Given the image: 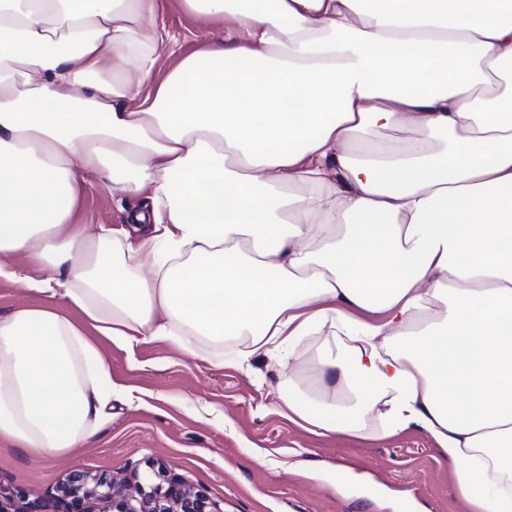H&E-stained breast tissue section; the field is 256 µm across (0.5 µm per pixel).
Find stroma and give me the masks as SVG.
I'll list each match as a JSON object with an SVG mask.
<instances>
[{
  "mask_svg": "<svg viewBox=\"0 0 512 512\" xmlns=\"http://www.w3.org/2000/svg\"><path fill=\"white\" fill-rule=\"evenodd\" d=\"M157 8L180 54L223 43V22L199 26L182 0H157ZM143 204L96 178L81 220L120 227ZM97 342L117 386L112 418L73 455L41 459L0 444V502L18 512L30 499L55 512L57 487L75 469L125 484L139 504L161 464L221 512H466L428 432L383 435L385 421L368 411L359 433H314L282 414L280 396L296 374L264 353L240 370L220 362L232 339L197 341L194 356L163 340Z\"/></svg>",
  "mask_w": 512,
  "mask_h": 512,
  "instance_id": "obj_1",
  "label": "stroma"
}]
</instances>
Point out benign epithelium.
<instances>
[{
    "instance_id": "obj_1",
    "label": "benign epithelium",
    "mask_w": 512,
    "mask_h": 512,
    "mask_svg": "<svg viewBox=\"0 0 512 512\" xmlns=\"http://www.w3.org/2000/svg\"><path fill=\"white\" fill-rule=\"evenodd\" d=\"M58 493L64 512H106L108 503L117 512H208L211 507L207 497L173 478L153 488L138 509L125 501L121 485L84 472L70 474Z\"/></svg>"
}]
</instances>
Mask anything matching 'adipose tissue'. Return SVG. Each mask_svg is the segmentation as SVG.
Segmentation results:
<instances>
[{"label": "adipose tissue", "mask_w": 512, "mask_h": 512, "mask_svg": "<svg viewBox=\"0 0 512 512\" xmlns=\"http://www.w3.org/2000/svg\"><path fill=\"white\" fill-rule=\"evenodd\" d=\"M183 3L231 25L160 78L157 0H0V277L69 307L0 315V443L52 458L109 419L89 332L240 336V367L337 328L350 355L289 419L353 434L379 406L467 512H512V80L488 75L512 0ZM102 175L146 201L126 227L76 221Z\"/></svg>", "instance_id": "1"}]
</instances>
